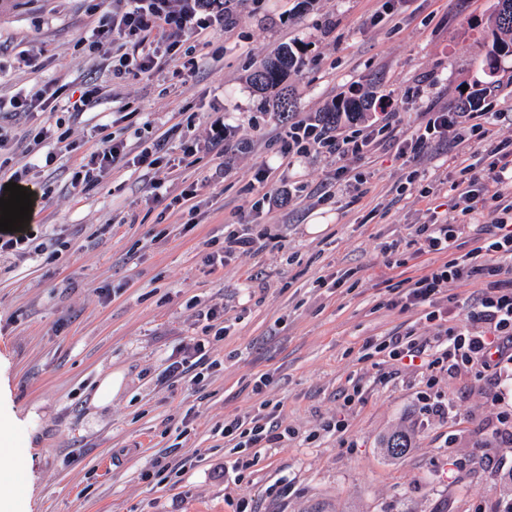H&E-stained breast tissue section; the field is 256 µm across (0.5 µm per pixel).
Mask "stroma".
Here are the masks:
<instances>
[{
    "label": "stroma",
    "instance_id": "1",
    "mask_svg": "<svg viewBox=\"0 0 512 512\" xmlns=\"http://www.w3.org/2000/svg\"><path fill=\"white\" fill-rule=\"evenodd\" d=\"M496 0H224V29L188 36L200 59L192 77L161 63L151 76H113L104 51L81 34L92 0H0V96L49 84L70 95L95 80L107 102L76 114L63 104L0 124V157L11 169L54 153L29 172L32 211L24 235L39 254L0 256V426L28 467L0 458L18 487V512H495L512 501V445L497 433L512 412V380L472 372L402 367L369 341L437 324L399 299L426 263L413 225L449 210L451 185L472 162L467 144L444 141L404 161L385 142L337 162L313 152L287 160L288 129L260 111L247 77L279 47H297L288 84L295 117H317L338 99L367 91L391 100L399 132L414 134L429 112L457 111L481 92L499 113L488 138H512V56L488 67ZM36 68H18L23 52ZM223 119L224 155L193 151ZM66 131L29 153L30 131ZM114 134L129 150L170 134L171 169L161 190L132 164L70 181L98 140ZM268 167L272 185L294 191L286 204L253 209L252 178ZM441 182L421 197L398 193L409 170ZM228 224L250 225V254L205 263L207 244ZM224 307L226 334L212 343L219 363L202 383L165 379L167 359L205 336L202 312ZM123 391L105 407L92 397L113 371ZM264 399L278 403L290 437L238 455L225 418ZM362 396L345 405L352 387ZM442 398L447 417L427 415L421 393ZM345 418L348 430L327 433ZM415 440L400 457L383 454L394 429ZM181 468L177 481L143 479L153 462Z\"/></svg>",
    "mask_w": 512,
    "mask_h": 512
}]
</instances>
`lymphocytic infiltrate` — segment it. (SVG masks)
<instances>
[{
  "mask_svg": "<svg viewBox=\"0 0 512 512\" xmlns=\"http://www.w3.org/2000/svg\"><path fill=\"white\" fill-rule=\"evenodd\" d=\"M224 28V0H126L124 9L99 13L86 31L91 46L112 45L119 56L115 73L149 74L159 66L160 56L180 61L181 67L195 72L197 58H183L180 49L189 34ZM133 52H126V45ZM490 112H430L417 133L402 138L398 144L400 157H415L432 143L446 139L448 130L457 127L469 133L476 150L493 156V163L478 175L470 177L460 193L457 214L430 213L427 221L416 225L412 242L419 254L433 256L434 262L423 274L410 279L405 300L424 307L428 321L442 319L439 295L448 283L484 279L488 286L466 311L463 326L439 329L427 341L414 338L412 332L388 336L376 341V351L387 353L395 361H427L429 367L451 371L461 367L485 373L494 378L512 376V139L492 142L487 125ZM381 130L343 138L332 135L317 121L301 118L288 131L283 152L301 157L310 151L336 155L338 159H359L370 152ZM168 137L156 138L136 155H129L125 143L115 136L102 137L90 154L88 163L95 170L112 168L124 160H132L146 170L152 188L164 183L163 162L168 154ZM477 235L481 244L469 261L458 262L450 253L461 236ZM480 324L473 333L471 324ZM223 330L213 339L222 340ZM210 339V340H213ZM202 338L182 348L164 370L169 378H190L200 383L202 371L209 367L207 347ZM224 435L236 440L241 448H274L285 438L268 402H260L244 414L225 418Z\"/></svg>",
  "mask_w": 512,
  "mask_h": 512,
  "instance_id": "f902f5d3",
  "label": "lymphocytic infiltrate"
}]
</instances>
